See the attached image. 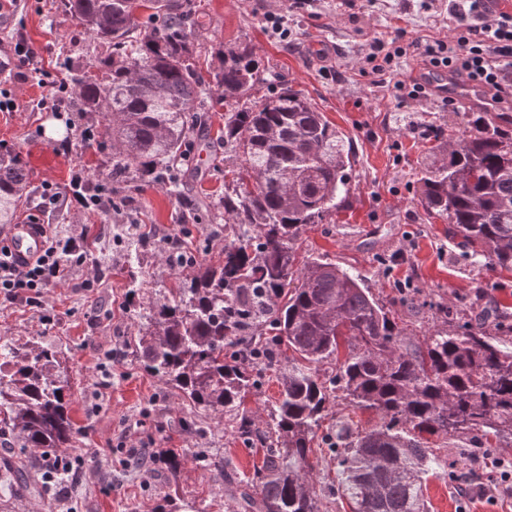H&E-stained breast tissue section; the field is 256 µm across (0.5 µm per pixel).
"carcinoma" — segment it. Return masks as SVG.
<instances>
[{"label": "carcinoma", "instance_id": "carcinoma-1", "mask_svg": "<svg viewBox=\"0 0 512 512\" xmlns=\"http://www.w3.org/2000/svg\"><path fill=\"white\" fill-rule=\"evenodd\" d=\"M64 13L107 45L109 70L71 82L82 115L101 117L94 135L112 141V205L158 183L179 188L178 164L206 130L195 102L206 84L187 37L191 0H62ZM160 23L139 28L136 13ZM210 82L224 90V252L175 277L138 314L134 345L146 372L176 391L189 417L227 416L244 441L267 449L254 477L224 475L228 512H320L313 448L327 405L341 396L380 417L359 429L336 423L328 451L336 491L351 512H428L423 482L453 478L436 448L512 442V348L480 323L448 328V309L429 304L436 325L405 332L364 279L327 257H299L312 224H328L349 197L346 136L299 92L259 97L265 78L253 48L224 54ZM466 129L436 142L417 180L429 218L485 260L512 271V114L463 112ZM19 157L0 153V223H10L26 188ZM279 374L280 394L264 426L244 407ZM69 379L53 346L0 337V427L38 457L0 461V512L32 486L45 457L72 443ZM172 473L174 449L154 457Z\"/></svg>", "mask_w": 512, "mask_h": 512}]
</instances>
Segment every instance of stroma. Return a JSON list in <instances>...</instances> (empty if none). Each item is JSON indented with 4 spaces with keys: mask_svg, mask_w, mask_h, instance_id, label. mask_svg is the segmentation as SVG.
Instances as JSON below:
<instances>
[{
    "mask_svg": "<svg viewBox=\"0 0 512 512\" xmlns=\"http://www.w3.org/2000/svg\"><path fill=\"white\" fill-rule=\"evenodd\" d=\"M204 24L189 40L211 68L226 49L241 43L255 50L272 88H292L324 112L351 143L348 204L333 223L316 224L302 236V255L327 256L359 272L372 292L391 305L416 334L431 324L427 301L447 304L450 321L484 319L491 335L512 343V271L489 272L484 263L448 238L442 220H428L415 194L421 154L429 148V128L446 135L462 131L459 116L441 97L424 102L395 97L392 87L372 84L361 72L372 37L390 38L396 29L407 40L434 34V22L418 0H194ZM282 31H275V24ZM25 40L46 66L95 69L107 50L60 8V0H17L0 25V50L12 52ZM18 109L0 112V150L19 155L27 174V195L13 220L52 225L86 259L66 268V278L48 288L42 307L0 302V336L37 339L56 347L70 383V416L76 434L72 455L81 459L80 481L24 495L12 512H226L224 482L206 465L205 455L223 458L226 471L251 477L260 465V445L238 439L223 419L204 416L189 430L186 411L174 391L145 372L130 342L134 308L147 306L157 289L171 287L172 271L162 239L180 237L179 250L199 261H217L224 248V108L220 88L210 86L203 110L213 133L185 161L193 171L177 195L155 186L137 191L134 208L102 212L78 205L43 208L44 185L67 194L74 165L89 184L109 176L108 139L81 142L85 121L72 105L61 112L45 108L49 86L37 79L0 75ZM49 146L56 171L31 161ZM143 288L129 298L131 275ZM166 448L183 452L178 475L148 462L131 465L132 453L150 455ZM455 481L432 475L426 482L429 512H512V496L493 492L499 479L486 458L470 448H449Z\"/></svg>",
    "mask_w": 512,
    "mask_h": 512,
    "instance_id": "35a3bbf8",
    "label": "stroma"
}]
</instances>
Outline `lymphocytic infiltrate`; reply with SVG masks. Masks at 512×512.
<instances>
[{"mask_svg": "<svg viewBox=\"0 0 512 512\" xmlns=\"http://www.w3.org/2000/svg\"><path fill=\"white\" fill-rule=\"evenodd\" d=\"M422 7L452 26L455 35L416 41L422 74L409 84L396 82L395 90L428 98L434 75L463 76L481 87L493 105H512V13L488 12L483 0H422ZM369 47L367 74L373 83H384L405 50L394 38H373ZM59 244L57 234H50L41 254L21 262L0 243V300L41 304L46 288L64 278Z\"/></svg>", "mask_w": 512, "mask_h": 512, "instance_id": "obj_1", "label": "lymphocytic infiltrate"}]
</instances>
